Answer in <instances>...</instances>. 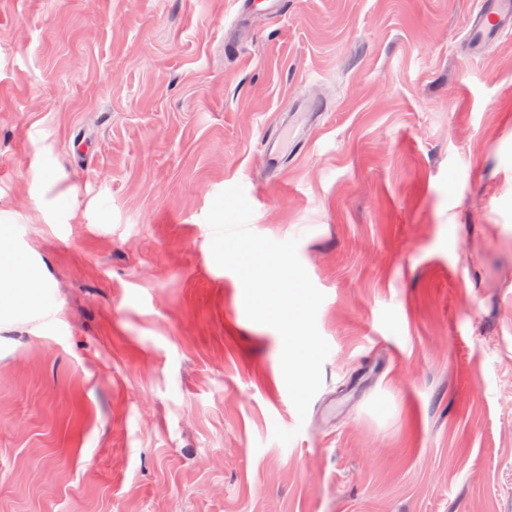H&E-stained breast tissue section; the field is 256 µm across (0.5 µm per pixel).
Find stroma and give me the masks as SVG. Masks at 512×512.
Here are the masks:
<instances>
[{
	"mask_svg": "<svg viewBox=\"0 0 512 512\" xmlns=\"http://www.w3.org/2000/svg\"><path fill=\"white\" fill-rule=\"evenodd\" d=\"M472 7L0 0V225L56 301L0 314V512H512V37L467 55ZM237 184L325 295L288 448L211 253ZM286 0H233L236 7L235 20L240 21L253 15H275ZM295 124L288 126V121L279 127L276 139L269 146V159L271 169L280 167L281 161L285 155L295 151L300 144L299 136H294Z\"/></svg>",
	"mask_w": 512,
	"mask_h": 512,
	"instance_id": "1",
	"label": "stroma"
}]
</instances>
